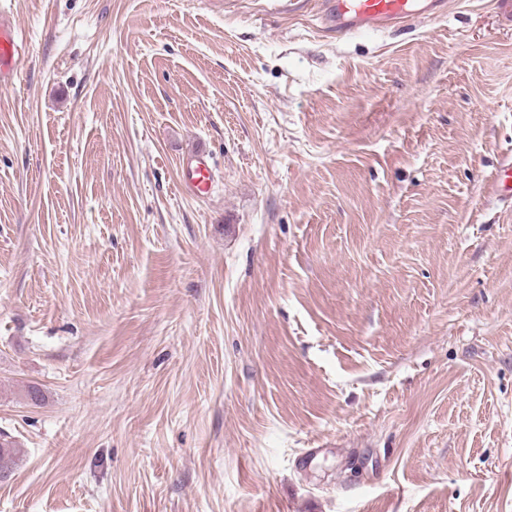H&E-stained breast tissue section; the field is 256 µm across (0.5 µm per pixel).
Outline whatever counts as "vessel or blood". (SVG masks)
Listing matches in <instances>:
<instances>
[{
	"label": "vessel or blood",
	"mask_w": 512,
	"mask_h": 512,
	"mask_svg": "<svg viewBox=\"0 0 512 512\" xmlns=\"http://www.w3.org/2000/svg\"><path fill=\"white\" fill-rule=\"evenodd\" d=\"M416 12L415 0H331L325 22L337 33L349 35L363 30H383L402 23ZM23 32L16 21L0 13V86H11L24 53ZM215 165L204 152H194L179 163L178 186L188 195L211 194Z\"/></svg>",
	"instance_id": "obj_1"
}]
</instances>
